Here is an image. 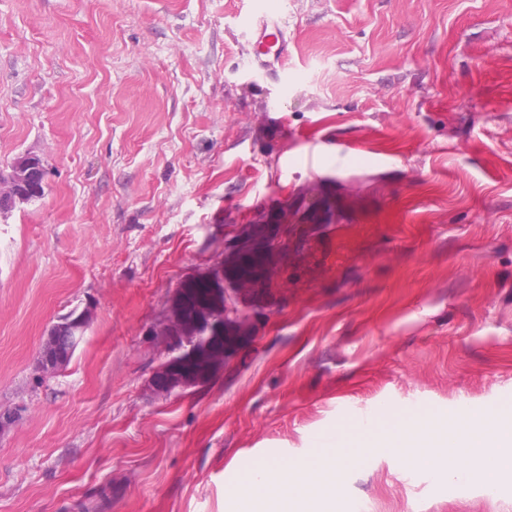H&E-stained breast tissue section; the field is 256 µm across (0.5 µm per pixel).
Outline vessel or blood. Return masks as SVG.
Wrapping results in <instances>:
<instances>
[{
  "label": "vessel or blood",
  "mask_w": 512,
  "mask_h": 512,
  "mask_svg": "<svg viewBox=\"0 0 512 512\" xmlns=\"http://www.w3.org/2000/svg\"><path fill=\"white\" fill-rule=\"evenodd\" d=\"M253 45L252 63L264 76L279 78L288 61V16L279 11L262 16L248 28Z\"/></svg>",
  "instance_id": "b4317fda"
}]
</instances>
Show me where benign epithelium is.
<instances>
[{"instance_id":"obj_1","label":"benign epithelium","mask_w":512,"mask_h":512,"mask_svg":"<svg viewBox=\"0 0 512 512\" xmlns=\"http://www.w3.org/2000/svg\"><path fill=\"white\" fill-rule=\"evenodd\" d=\"M33 173L32 162L27 155L17 157L9 172L0 171L1 216L26 201L29 195L27 188L31 186L30 176ZM231 314H237L236 297L226 293L224 303L208 312L204 319L198 322L196 331L204 337V342L199 347L187 345L185 341L166 330L157 332L158 342L163 344L170 354L166 367L172 368L173 364L185 356L204 358L209 369L224 363L229 345L235 340V337L227 335L225 331ZM92 319L91 307L85 306L80 310L75 308L49 329L39 351L38 377L41 382L58 376L67 368L81 341V334L88 329Z\"/></svg>"}]
</instances>
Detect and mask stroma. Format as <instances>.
<instances>
[{
    "label": "stroma",
    "mask_w": 512,
    "mask_h": 512,
    "mask_svg": "<svg viewBox=\"0 0 512 512\" xmlns=\"http://www.w3.org/2000/svg\"><path fill=\"white\" fill-rule=\"evenodd\" d=\"M282 8L273 83L246 29ZM25 154L47 176L0 219V512H227L360 412L512 401V0H0V168ZM196 279L249 330L165 391L155 334ZM336 498L512 512V486L451 494L378 454ZM92 319L93 309L90 306L83 307L79 312L78 308H75L49 329L39 351L37 376L41 382L58 376L67 368L81 341V335L88 329ZM70 323L77 327L78 336H63Z\"/></svg>",
    "instance_id": "1"
}]
</instances>
